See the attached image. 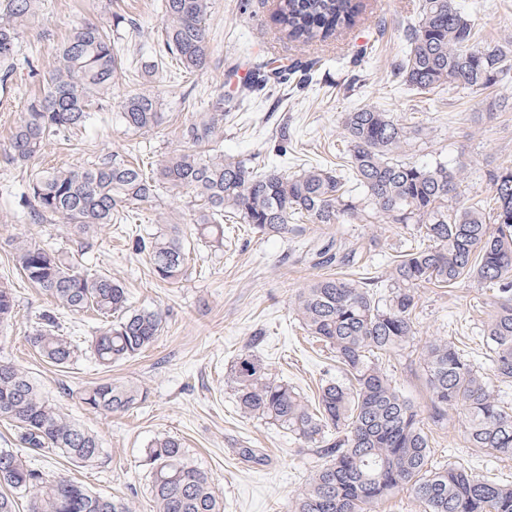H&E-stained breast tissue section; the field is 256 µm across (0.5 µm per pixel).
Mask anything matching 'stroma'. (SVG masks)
I'll return each mask as SVG.
<instances>
[{"mask_svg":"<svg viewBox=\"0 0 512 512\" xmlns=\"http://www.w3.org/2000/svg\"><path fill=\"white\" fill-rule=\"evenodd\" d=\"M422 0H363L356 25L326 44L302 47L286 39L273 21L278 0H209L207 65L187 77L174 76V63L159 58L162 0H40L34 16L19 28L20 56L4 97L0 98V283L13 288V319L0 326V360L26 370L45 395L71 420L101 439L98 463L75 467L55 457L38 458L49 475L83 481L97 494L127 498L134 512H153L149 482L140 465L155 437L181 440L188 459L208 472L224 495V512H286V504L311 471L320 465L315 446L296 441L286 430L239 412L232 378L241 354L266 364L272 376L287 380L307 398L321 384L344 380L332 353L300 328L292 302L300 288L325 276L355 278L385 270L414 238L409 227L383 222L362 191L353 197L359 213L339 224H309L299 236H261L249 225H229L224 250L211 252L191 233L186 198L142 202L129 223L102 227L92 239L66 234L55 224H33L17 203L32 175L50 167H87L113 155L157 164L183 148L181 129L193 113L211 111L221 98L241 100L234 121L226 123L217 146L227 155L252 159L259 170L271 166L299 172L316 163H340L348 155L342 117L362 107L389 113L409 138L398 153L404 161L449 168L464 166L469 197L491 201L485 174L512 165V111L490 110L499 92L473 93L440 87L429 93L393 82L392 65L406 54L407 28L416 24ZM475 20L480 40L512 48V0H456ZM117 25L120 54L127 67L114 83L109 103L90 126L65 144H50L31 162L8 166L3 158L9 138L55 65L56 49L82 23ZM320 57L311 82L268 78L244 89L257 64L283 68L292 61ZM151 88L163 114L161 124L142 134L124 130L116 114L126 97ZM288 153L277 156L280 142ZM177 224L190 261L177 282L157 281L146 255L136 253L129 237L137 230ZM49 244L79 255L85 266L119 280L134 308L160 312L166 327L158 341L138 357L105 371L89 357L63 369L43 361L25 337L39 312L55 302L32 286L12 258V241ZM357 249L359 261L320 266L315 252L324 246ZM492 291L467 280L453 288L433 285L416 294V334L385 368L422 414L430 404L420 352L426 341L454 340L461 351L484 359L482 330L492 312ZM105 378L135 383L149 397L140 407L105 417L85 410L74 394ZM467 419L452 410L429 423L430 460L442 465L472 457L476 472L512 485V459L473 454L464 435ZM252 448L262 463L244 460Z\"/></svg>","mask_w":512,"mask_h":512,"instance_id":"stroma-1","label":"stroma"}]
</instances>
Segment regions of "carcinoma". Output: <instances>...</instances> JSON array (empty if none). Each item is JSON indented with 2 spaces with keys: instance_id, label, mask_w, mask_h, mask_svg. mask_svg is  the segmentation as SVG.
<instances>
[{
  "instance_id": "carcinoma-1",
  "label": "carcinoma",
  "mask_w": 512,
  "mask_h": 512,
  "mask_svg": "<svg viewBox=\"0 0 512 512\" xmlns=\"http://www.w3.org/2000/svg\"><path fill=\"white\" fill-rule=\"evenodd\" d=\"M38 0H0V85L14 70L18 24ZM209 0H162V52L179 70L192 74L207 65ZM362 0H279L280 32L304 46L326 43L353 27ZM407 55L394 72L420 91L440 86L482 92L512 82V52L476 45L475 22L455 0H423L418 22L406 31ZM122 73L118 41L95 23L76 28L60 45L47 85L29 103L11 132L6 160L25 163L51 139L66 140L92 113L106 107L112 83ZM159 100L150 91L127 97L118 112L129 132L159 125ZM230 112L221 102L198 112L184 125V150L168 153L152 169L139 162L112 160L50 169L32 178L25 195L33 201V224L57 221L66 232L85 237L106 224L128 221L130 207L161 193L194 199L193 224L210 250L224 251V224H247L257 234L285 235L305 222L337 224L357 214L345 186L364 190L384 219L412 224L427 241L393 261L390 291L378 292V278L322 277L300 289L293 311L309 335L323 343L346 372L347 382L321 385L317 401L270 374L251 354L234 365L237 407L249 418L288 431L313 444L324 462L292 497L287 512H374L387 497L411 492L425 512H512V486L480 476L470 466L429 463L428 436L418 411L382 368V359L415 336L417 290L428 284L453 287L475 280L494 290L493 312L483 329L496 379L512 383V166L487 173L495 206L462 199L461 172L442 163L401 161L394 154L408 139L405 126L389 113L363 107L346 113L347 164L316 165L290 175L260 173L250 159L225 156L214 148ZM132 249L148 255L152 274L177 281L188 254L179 228L134 235ZM14 260L25 278L73 314L92 312L100 321L88 344L98 365L110 368L147 351L164 331L156 311L132 310L125 288L112 278L80 268L68 253L17 242ZM15 312L13 289L0 284V324ZM46 362L67 367L78 346L61 334L54 310L36 316L26 336ZM432 419L460 408L466 412L470 447L512 458V407L489 390L478 361L452 342L434 339L422 352ZM76 398L104 415L125 413L147 399V391L122 381L85 387ZM18 428L22 447L88 467L101 454L97 434L71 421L38 383L11 362L0 361V421ZM142 466L156 512H224V498L213 478L190 463L179 439L155 437ZM132 512L122 497H103L81 482L50 476L14 452L0 461V512Z\"/></svg>"
}]
</instances>
